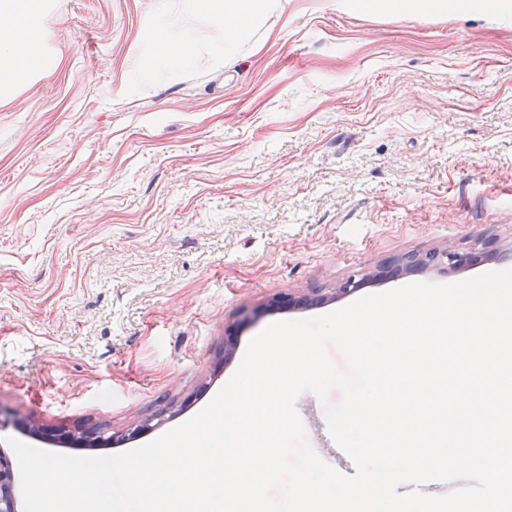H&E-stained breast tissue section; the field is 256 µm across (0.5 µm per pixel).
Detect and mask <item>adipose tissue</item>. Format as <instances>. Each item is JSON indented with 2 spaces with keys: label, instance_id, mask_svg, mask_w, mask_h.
<instances>
[{
  "label": "adipose tissue",
  "instance_id": "adipose-tissue-1",
  "mask_svg": "<svg viewBox=\"0 0 512 512\" xmlns=\"http://www.w3.org/2000/svg\"><path fill=\"white\" fill-rule=\"evenodd\" d=\"M351 7L374 13L389 7L397 13L433 9L464 10L468 0H348ZM271 0H192L187 14L172 17L158 12L147 38L153 51L138 67L143 83L151 84L172 70L189 67L195 60L194 25L197 19H219V37L212 49L233 60L247 33L264 29ZM50 0H0V99L8 98L39 78L47 69L44 20Z\"/></svg>",
  "mask_w": 512,
  "mask_h": 512
}]
</instances>
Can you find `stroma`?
<instances>
[{
  "label": "stroma",
  "instance_id": "1",
  "mask_svg": "<svg viewBox=\"0 0 512 512\" xmlns=\"http://www.w3.org/2000/svg\"><path fill=\"white\" fill-rule=\"evenodd\" d=\"M163 3L185 0H54L51 69L0 105V442L36 425L123 438L52 452L138 447L205 407L269 324L348 304L329 297L348 277L446 245L481 261L364 293L512 267V8L281 0L228 62L200 20L193 65L148 86L135 56ZM288 292L314 303L269 307ZM295 407L354 474L318 398ZM349 5L361 11L374 13L382 7H389L395 13L424 11L426 9L448 12V7L454 10H464L469 7L467 0H348Z\"/></svg>",
  "mask_w": 512,
  "mask_h": 512
}]
</instances>
